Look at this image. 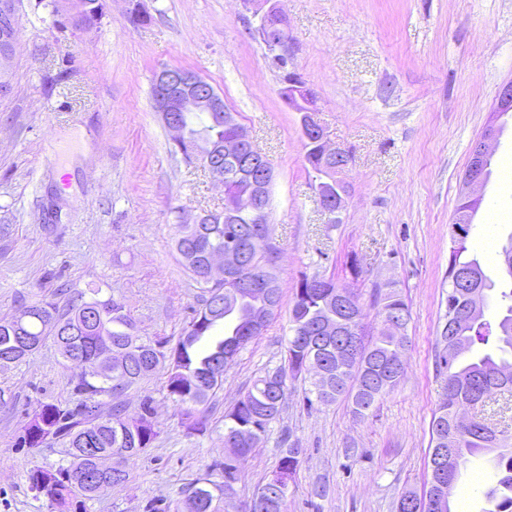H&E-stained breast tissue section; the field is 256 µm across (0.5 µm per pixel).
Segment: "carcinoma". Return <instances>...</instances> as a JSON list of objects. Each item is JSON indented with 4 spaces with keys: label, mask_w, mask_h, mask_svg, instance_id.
<instances>
[{
    "label": "carcinoma",
    "mask_w": 512,
    "mask_h": 512,
    "mask_svg": "<svg viewBox=\"0 0 512 512\" xmlns=\"http://www.w3.org/2000/svg\"><path fill=\"white\" fill-rule=\"evenodd\" d=\"M80 17L89 24L103 15L102 0H80ZM185 138L222 141L232 133L224 126V116L211 112L205 117L178 115ZM305 161L311 169L312 183L328 172L319 165L317 148L306 145ZM249 217L239 215V223L226 224L216 217L203 224L178 225L176 248L185 268L201 289V303L184 334L175 344L167 339L139 335L137 324L128 306L115 299L101 300L98 292L82 295L72 301L66 312L46 298L21 306L26 318L0 319V355L9 354L19 364L38 352L46 341L57 346L59 355L75 371L74 390L81 399L72 406L38 402L32 418L23 429L20 448H40L45 444L46 429L54 428L53 436L64 441L69 463L60 465L56 480L44 487V495L58 506L69 504L84 509V501L93 500L126 484L129 472L126 458L144 452L157 437L152 422L153 399L146 395L139 410L131 415L121 398L140 387L150 376L162 372L165 389L175 402L188 428L203 430L198 417L216 390L224 386L228 358L258 337L238 319L217 316L218 301L224 299V283L214 284L208 278L211 257L224 252L230 239H238L244 248L257 250L253 241L257 228ZM462 236H451L448 258V321L437 336L435 363L445 376L440 403L430 422L431 452L438 456L446 447L448 433L457 436L455 458L467 463L473 458L490 455L496 470L492 487L496 508L490 512H512V443L504 431L493 430L486 422L474 418L465 423L458 418V408L466 402L488 399L496 392H512V289L504 291L506 307L496 327L483 319H468L471 287L458 281L459 273H477V288L494 287L480 261L468 257L466 239L471 225L459 224ZM379 318H396L410 322L409 306L393 289L378 291L375 298ZM363 305L349 287L332 278H319L314 285L302 278L296 287L289 310V334L285 364L265 372L247 392L224 414V437L250 428L256 436L265 435L269 424L280 414L288 394V378L308 373L315 364L321 377L310 380L304 404H328L345 397L351 401L353 413L363 418L376 403L392 390L402 378L404 369L393 370L401 363L400 353L406 349L408 336H396L381 328L375 335L360 337L361 350L350 353L354 339L352 330L361 326ZM332 323L335 330L324 332ZM113 404L108 412L101 410L100 398ZM254 446L240 445L238 456L224 459V481L206 480L196 487L191 497L197 499V512H220V505H229L230 483L238 479L241 468L251 458ZM106 455L114 461L113 471L101 474L93 458ZM299 449L288 445L282 449L278 469L293 478L299 464ZM288 490H273L262 485L241 512H275L277 499L287 498Z\"/></svg>",
    "instance_id": "obj_1"
}]
</instances>
